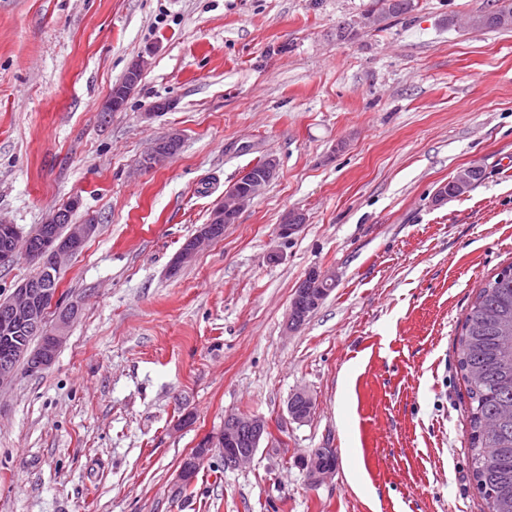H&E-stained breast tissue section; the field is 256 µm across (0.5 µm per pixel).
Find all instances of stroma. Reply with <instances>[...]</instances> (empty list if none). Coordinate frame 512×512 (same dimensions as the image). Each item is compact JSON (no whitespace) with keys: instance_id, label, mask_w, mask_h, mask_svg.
Masks as SVG:
<instances>
[{"instance_id":"1","label":"stroma","mask_w":512,"mask_h":512,"mask_svg":"<svg viewBox=\"0 0 512 512\" xmlns=\"http://www.w3.org/2000/svg\"><path fill=\"white\" fill-rule=\"evenodd\" d=\"M373 2L0 0V216L27 233L77 196L73 222L98 221L60 270L66 342L0 386V512H488L456 338L512 264V29L465 26L493 0H414L367 27ZM138 59L124 109L102 112ZM159 100L173 109L143 120ZM172 130L178 153L141 169ZM267 154L276 179L170 275ZM472 164L484 180L436 202ZM292 210L306 222L280 238ZM313 267L336 286L286 331ZM240 413L281 446L236 469L213 455L172 497ZM315 448L337 453L318 486L298 464ZM298 400H302L304 406H301ZM313 407L312 395L306 390H298L291 395L287 403L289 419L296 423H303L310 417Z\"/></svg>"}]
</instances>
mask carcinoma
Returning <instances> with one entry per match:
<instances>
[{
  "mask_svg": "<svg viewBox=\"0 0 512 512\" xmlns=\"http://www.w3.org/2000/svg\"><path fill=\"white\" fill-rule=\"evenodd\" d=\"M483 12L489 29H512V0ZM413 0H376L370 13L399 16ZM469 399L471 477L489 512H512V264L481 288L457 338Z\"/></svg>",
  "mask_w": 512,
  "mask_h": 512,
  "instance_id": "carcinoma-1",
  "label": "carcinoma"
}]
</instances>
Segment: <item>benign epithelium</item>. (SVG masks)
Segmentation results:
<instances>
[{
    "instance_id": "1",
    "label": "benign epithelium",
    "mask_w": 512,
    "mask_h": 512,
    "mask_svg": "<svg viewBox=\"0 0 512 512\" xmlns=\"http://www.w3.org/2000/svg\"><path fill=\"white\" fill-rule=\"evenodd\" d=\"M142 77V63H131L123 80L115 85L100 107L102 112H117L124 107V101L137 87ZM180 141V133L171 132L157 140L151 150L145 154L140 165L152 169L161 165L170 157L168 146ZM278 172V160L268 156L261 166L247 168L231 184L224 194V202L211 213L207 223L200 225L196 233L182 245L172 262L174 267H182L192 262L205 243L219 239L224 225L232 223L240 209L249 203L264 187L274 179ZM67 210L57 209L45 220V224L35 227L28 238L33 240L27 251L28 256L39 261L38 273L15 285L12 292L0 299V333L6 335L13 325L26 323L43 335L39 349L31 355L33 362L30 370H42L53 363L57 352L66 341L70 320L75 312L74 306H67L62 314L50 321L46 312L61 306L58 292L48 287L44 278L61 267L63 259L78 254L96 231L97 221L89 217L82 224H67ZM305 223V215L294 210L285 215L277 225V235L288 238ZM332 283L334 277L325 269L314 267L295 288L290 303L287 329L296 330L306 321L309 313L315 311L326 297L325 289H320V297L312 296V283ZM314 407L312 395L306 390L294 392L288 400L289 419L303 423L310 417ZM281 440L273 433L270 423L261 416L231 415L224 418V427L216 436H206L199 441L201 448L196 451L197 458H190L180 465L175 481L171 485V495L178 497L182 489L194 481L193 464H201L210 456L218 453L224 457L225 466L231 469L250 462L260 446L280 447ZM335 449H316L300 459L299 464L306 470L313 484H322L336 474V464L331 461Z\"/></svg>"
}]
</instances>
